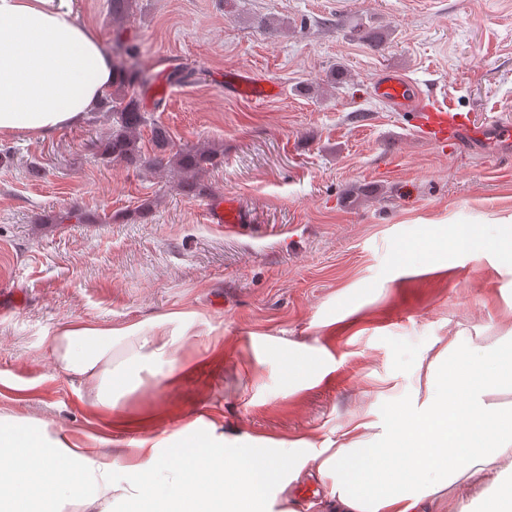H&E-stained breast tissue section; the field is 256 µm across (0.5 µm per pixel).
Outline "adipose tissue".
<instances>
[{"label":"adipose tissue","mask_w":512,"mask_h":512,"mask_svg":"<svg viewBox=\"0 0 512 512\" xmlns=\"http://www.w3.org/2000/svg\"><path fill=\"white\" fill-rule=\"evenodd\" d=\"M113 61L75 0H0V137H45L81 124L111 86ZM188 316L99 328L69 322L46 337L48 356L79 380L80 400L105 422L127 425L121 398L161 374L179 351ZM416 393L384 426L360 419L340 442L252 438L227 446L224 396L175 433L129 442L125 465L105 437L69 435L27 415H0V512H272L287 453L330 482L318 512H426L512 461V342L449 343L421 357Z\"/></svg>","instance_id":"adipose-tissue-1"}]
</instances>
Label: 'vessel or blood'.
<instances>
[{
	"mask_svg": "<svg viewBox=\"0 0 512 512\" xmlns=\"http://www.w3.org/2000/svg\"><path fill=\"white\" fill-rule=\"evenodd\" d=\"M374 91L393 111L407 113L418 136L442 147L465 148L473 142H512V119L497 118L484 124L475 123L468 113L453 104L440 101L434 92H422L405 74L396 70L381 72ZM226 96L249 101H265L281 93L278 83L262 78L247 69H232L224 74ZM208 222L233 231L245 223L246 215L236 197H225L206 211Z\"/></svg>",
	"mask_w": 512,
	"mask_h": 512,
	"instance_id": "obj_1",
	"label": "vessel or blood"
}]
</instances>
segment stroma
Instances as JSON below:
<instances>
[{
	"label": "stroma",
	"mask_w": 512,
	"mask_h": 512,
	"mask_svg": "<svg viewBox=\"0 0 512 512\" xmlns=\"http://www.w3.org/2000/svg\"><path fill=\"white\" fill-rule=\"evenodd\" d=\"M114 63L115 39L136 46L146 83L133 93L173 148L209 144L221 163L208 196L181 194L170 170L101 159L112 120L44 139H0V413L42 417L117 452L140 430H107L55 372L44 346L58 325L98 327L192 312L182 352L224 339L217 362L173 380L145 378L121 401L168 436L224 395V433L339 439L413 396L428 348L512 334V267L451 231L512 226V162L494 148L454 150L417 137L408 116L373 93L379 71L405 73L477 123L512 115V0H133L113 22L108 0H77ZM383 36L374 48L350 32ZM191 71L171 81L173 66ZM279 83V97H225L224 71ZM344 70L343 83L330 77ZM38 165L42 179L27 177ZM239 195L236 233L205 205ZM152 201L148 215L138 207ZM429 242L430 266L415 245ZM327 349L331 371L290 393L283 362L297 346ZM328 487L312 468L292 476L295 512Z\"/></svg>",
	"instance_id": "obj_1"
}]
</instances>
